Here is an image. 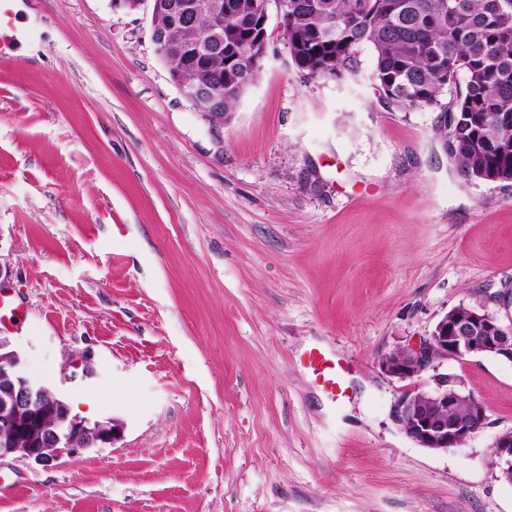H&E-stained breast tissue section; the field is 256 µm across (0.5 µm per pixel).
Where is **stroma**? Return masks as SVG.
Wrapping results in <instances>:
<instances>
[{
	"mask_svg": "<svg viewBox=\"0 0 512 512\" xmlns=\"http://www.w3.org/2000/svg\"><path fill=\"white\" fill-rule=\"evenodd\" d=\"M0 67V322L32 378L105 398L114 445L0 459V512H512L494 453L512 364L451 363L485 427L405 437L381 356L455 307L512 317V181L461 182L437 110L357 70L311 79L268 24L259 80L211 125L170 80L149 6L22 0ZM333 358L330 392L306 366Z\"/></svg>",
	"mask_w": 512,
	"mask_h": 512,
	"instance_id": "stroma-1",
	"label": "stroma"
}]
</instances>
